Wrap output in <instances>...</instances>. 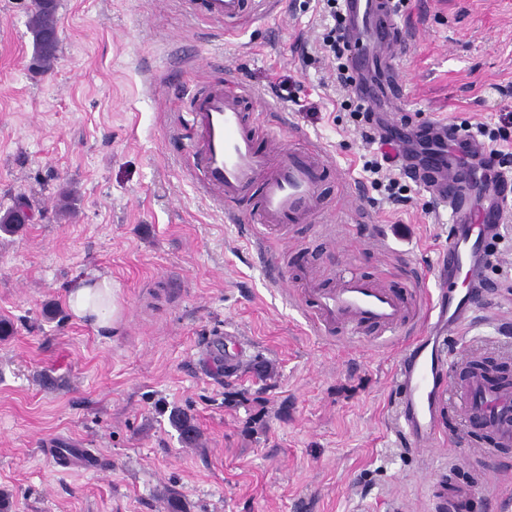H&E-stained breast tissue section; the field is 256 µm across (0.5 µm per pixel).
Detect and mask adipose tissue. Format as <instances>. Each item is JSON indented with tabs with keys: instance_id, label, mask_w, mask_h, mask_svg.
Masks as SVG:
<instances>
[{
	"instance_id": "1",
	"label": "adipose tissue",
	"mask_w": 512,
	"mask_h": 512,
	"mask_svg": "<svg viewBox=\"0 0 512 512\" xmlns=\"http://www.w3.org/2000/svg\"><path fill=\"white\" fill-rule=\"evenodd\" d=\"M67 303L76 318L89 321L96 330L107 334L120 311L111 280L96 272L72 282Z\"/></svg>"
}]
</instances>
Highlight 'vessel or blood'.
<instances>
[{
    "instance_id": "obj_1",
    "label": "vessel or blood",
    "mask_w": 512,
    "mask_h": 512,
    "mask_svg": "<svg viewBox=\"0 0 512 512\" xmlns=\"http://www.w3.org/2000/svg\"><path fill=\"white\" fill-rule=\"evenodd\" d=\"M404 5L405 0H341L343 34L354 66H361L371 39L402 49L403 31L395 18ZM204 9L209 19L221 22L239 16L244 2L204 0ZM254 100V95L228 80L195 101L205 189L219 203L257 192L252 221L267 230L311 223L325 210L318 187L330 165L329 156L317 144L295 149L281 138L264 134L246 115L247 104ZM435 131L444 140H466L471 152L486 151L478 135L463 125L443 123ZM415 173L436 209L449 215L450 225L448 248L437 263L435 320L407 344L395 368L398 420L411 447H433L438 413L447 398H454L465 415L489 432L490 451L505 465L512 462V387L494 384L480 373L452 381L445 340L471 321L487 296L483 281L492 260L490 245L500 235L505 213L512 210V168H500L496 174L493 192L498 208L478 218L455 178L434 181L424 166L416 167ZM313 307V324L323 335L338 330L358 333L366 326L387 331L405 316L399 296L357 276L342 278L336 287L315 290Z\"/></svg>"
}]
</instances>
